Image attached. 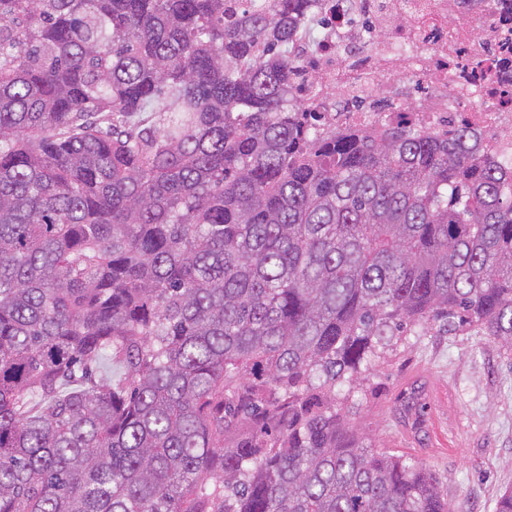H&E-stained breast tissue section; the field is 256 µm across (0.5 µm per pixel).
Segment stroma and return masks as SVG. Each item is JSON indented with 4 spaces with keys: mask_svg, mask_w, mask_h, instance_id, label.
Wrapping results in <instances>:
<instances>
[{
    "mask_svg": "<svg viewBox=\"0 0 512 512\" xmlns=\"http://www.w3.org/2000/svg\"><path fill=\"white\" fill-rule=\"evenodd\" d=\"M416 393L419 422L402 419ZM357 431L423 464L457 512H495L512 487V355L491 337L432 328L376 362L350 400Z\"/></svg>",
    "mask_w": 512,
    "mask_h": 512,
    "instance_id": "1",
    "label": "stroma"
}]
</instances>
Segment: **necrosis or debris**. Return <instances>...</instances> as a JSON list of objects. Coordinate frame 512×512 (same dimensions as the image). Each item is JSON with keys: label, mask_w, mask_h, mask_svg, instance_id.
<instances>
[{"label": "necrosis or debris", "mask_w": 512, "mask_h": 512, "mask_svg": "<svg viewBox=\"0 0 512 512\" xmlns=\"http://www.w3.org/2000/svg\"><path fill=\"white\" fill-rule=\"evenodd\" d=\"M318 21L293 81L322 132L465 130L512 171V0H325Z\"/></svg>", "instance_id": "necrosis-or-debris-1"}]
</instances>
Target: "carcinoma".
Returning <instances> with one entry per match:
<instances>
[{"label":"carcinoma","mask_w":512,"mask_h":512,"mask_svg":"<svg viewBox=\"0 0 512 512\" xmlns=\"http://www.w3.org/2000/svg\"><path fill=\"white\" fill-rule=\"evenodd\" d=\"M318 2L0 0V512H451L344 406L408 333L512 348V180L313 136Z\"/></svg>","instance_id":"cac0c4a2"}]
</instances>
